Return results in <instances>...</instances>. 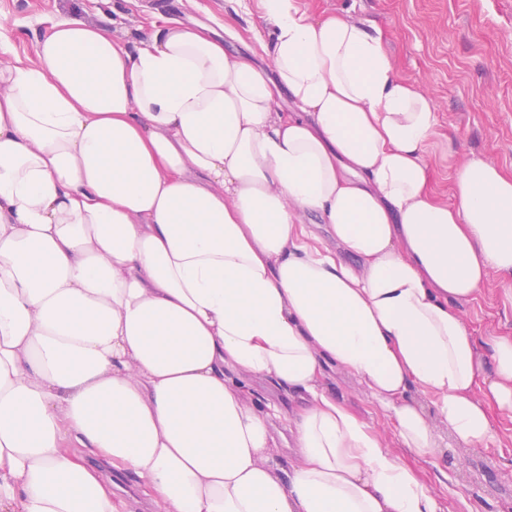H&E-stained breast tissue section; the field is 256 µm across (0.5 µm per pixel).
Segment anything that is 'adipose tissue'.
<instances>
[{
	"label": "adipose tissue",
	"instance_id": "obj_1",
	"mask_svg": "<svg viewBox=\"0 0 512 512\" xmlns=\"http://www.w3.org/2000/svg\"><path fill=\"white\" fill-rule=\"evenodd\" d=\"M258 7L270 73L202 23L128 48L77 10L0 67V512H126L91 455L156 512H441L329 371L418 459L428 412L469 448L512 412V337L459 311L512 278V175L469 161L438 200V115L380 37ZM251 378L301 397L289 469Z\"/></svg>",
	"mask_w": 512,
	"mask_h": 512
}]
</instances>
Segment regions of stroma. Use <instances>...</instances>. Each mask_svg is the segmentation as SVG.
Returning a JSON list of instances; mask_svg holds the SVG:
<instances>
[{"label": "stroma", "instance_id": "1", "mask_svg": "<svg viewBox=\"0 0 512 512\" xmlns=\"http://www.w3.org/2000/svg\"><path fill=\"white\" fill-rule=\"evenodd\" d=\"M315 14H350L377 29L397 73L432 99L439 123L427 162L431 188L452 199V176L479 159L512 172V0H300ZM84 19L122 44L140 28L171 20L198 21L235 32L233 54L273 61L262 49L269 29L258 10L238 0H83ZM72 0H0V66L34 59L35 44L69 14ZM460 312L478 340L512 336V283L491 274ZM329 393L379 432L392 451L400 444L391 421L372 404L352 373L339 369L325 382ZM433 487L442 512H512V416L495 413L485 446L448 443L422 461L404 454Z\"/></svg>", "mask_w": 512, "mask_h": 512}]
</instances>
